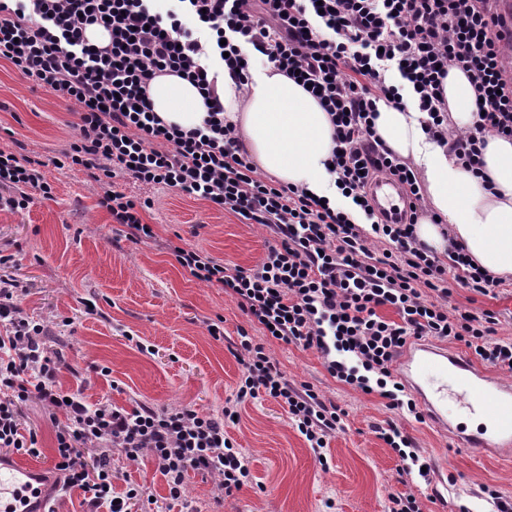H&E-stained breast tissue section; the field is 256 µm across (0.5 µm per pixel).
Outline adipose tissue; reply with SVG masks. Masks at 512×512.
<instances>
[{
	"mask_svg": "<svg viewBox=\"0 0 512 512\" xmlns=\"http://www.w3.org/2000/svg\"><path fill=\"white\" fill-rule=\"evenodd\" d=\"M443 90L455 127L471 126V79L459 69H449ZM218 92L224 97L226 118L237 127L240 148L258 172L287 186L335 197L325 169L333 127L327 112L303 87L266 66L252 69L243 86L225 80ZM147 94L166 124L190 129L207 115L199 90L178 76H157ZM420 119L413 108L382 102L375 121L376 135L385 146L418 168L428 210L416 226L418 240L440 254L449 242H456L489 273L512 275V140L489 137L484 175L478 178L445 147L428 139Z\"/></svg>",
	"mask_w": 512,
	"mask_h": 512,
	"instance_id": "adipose-tissue-1",
	"label": "adipose tissue"
}]
</instances>
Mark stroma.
<instances>
[{"instance_id": "obj_1", "label": "stroma", "mask_w": 512, "mask_h": 512, "mask_svg": "<svg viewBox=\"0 0 512 512\" xmlns=\"http://www.w3.org/2000/svg\"><path fill=\"white\" fill-rule=\"evenodd\" d=\"M72 108L48 89L0 60V150L23 151L44 162L52 198L27 210H0V280L18 290L29 317L58 327L50 346L68 368L62 387L84 383V395L131 410L192 406L221 414L235 400L242 367L233 354L238 329L265 346L290 381L313 387L335 405L342 428L316 457L292 426L288 409L260 397L239 403V419L224 428L248 461L252 482L224 500L213 475L189 471L186 495L195 512H388L389 499L412 493L424 512H485L482 487L512 500V466L470 457L431 423L405 418L378 394H366L332 378L312 349L270 339L223 289L190 277L168 242L201 249L230 266L254 268L273 238L267 228L179 191L118 181L136 201H151L143 219L155 239L134 243L120 236L98 201L101 186L79 170H60L53 160L68 149L76 131ZM95 309H87L86 301ZM453 306L498 319L496 336L512 341V277L482 296L454 286ZM218 324L223 338L209 335ZM42 446L38 460L55 480V432L36 402L23 409ZM397 426L427 457L429 484L403 482L400 462L376 433ZM113 485L146 486L154 512H180L167 498L164 478L149 461L115 459Z\"/></svg>"}]
</instances>
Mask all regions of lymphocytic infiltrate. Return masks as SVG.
Segmentation results:
<instances>
[{"instance_id":"1","label":"lymphocytic infiltrate","mask_w":512,"mask_h":512,"mask_svg":"<svg viewBox=\"0 0 512 512\" xmlns=\"http://www.w3.org/2000/svg\"><path fill=\"white\" fill-rule=\"evenodd\" d=\"M188 17L194 27L185 26ZM90 25L108 31L107 44L86 39ZM509 34L512 23L497 17L491 0H0V59L76 107V136L55 167H81L105 184L99 205L122 235L138 242L155 232L139 203L114 189L118 178L176 189L270 228L277 242L252 269L198 249L176 245L172 252L191 277L223 288L254 321L273 327L279 341L316 350L332 378L370 390L417 420L422 414L393 370L409 339L462 343L506 372L512 342L496 339L493 312L449 306L452 285L485 296L502 280L457 243L440 256L418 242L420 180L411 162L377 138L378 104L411 98L428 115L429 138L481 175L488 137L512 139V81L497 51ZM254 54L286 76H300L329 115L331 173L341 194L358 200L366 223L306 189L264 180L239 151L218 78L225 71L244 84ZM452 67L471 78L477 99L478 116L464 130L452 129L443 96ZM165 74L200 90L208 108L201 126L183 129L156 115L147 87ZM382 176L409 199L393 224L372 197ZM52 193L39 161L0 150V210L22 211L35 196ZM384 307L395 318L381 315ZM49 331L47 322L24 316L14 289L0 286V450L40 456L36 431L22 421L23 406L36 401L54 426L56 488L77 497L85 512H131L148 499L138 484L115 495L116 454L131 464L150 459L175 502L184 501L191 470L216 476L223 497L250 483L244 456L224 432L236 405L217 416L190 407L128 411L106 399L88 403L82 389L60 385L64 363L45 344ZM238 335V402L265 396L283 403L321 452L340 424L335 407L310 386L288 382L246 330ZM379 436L399 457L401 475L428 480L427 461L408 436L393 427ZM90 448L99 451L91 462Z\"/></svg>"}]
</instances>
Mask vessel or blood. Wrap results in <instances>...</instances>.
<instances>
[{
    "instance_id": "vessel-or-blood-1",
    "label": "vessel or blood",
    "mask_w": 512,
    "mask_h": 512,
    "mask_svg": "<svg viewBox=\"0 0 512 512\" xmlns=\"http://www.w3.org/2000/svg\"><path fill=\"white\" fill-rule=\"evenodd\" d=\"M380 210L396 216L405 202L400 186L380 180L372 187ZM397 378L415 397L425 417L447 431L455 447L474 458L498 453L512 461V383L447 345L414 339L395 361ZM456 397L484 423L468 433L448 419V399ZM47 489L38 474L15 457L0 454V512H44Z\"/></svg>"
}]
</instances>
